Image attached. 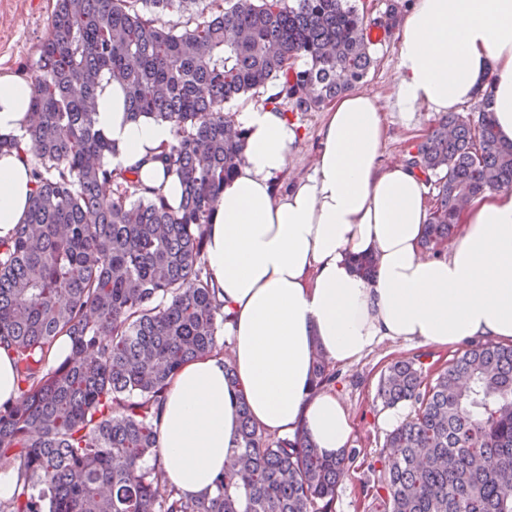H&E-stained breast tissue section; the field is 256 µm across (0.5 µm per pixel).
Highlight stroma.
<instances>
[{
	"label": "stroma",
	"mask_w": 512,
	"mask_h": 512,
	"mask_svg": "<svg viewBox=\"0 0 512 512\" xmlns=\"http://www.w3.org/2000/svg\"><path fill=\"white\" fill-rule=\"evenodd\" d=\"M363 14L368 29H381L384 37L371 44L374 64L361 86L379 98L388 126V138L382 150L383 163L403 160L412 143L421 140L437 123L438 113L420 108L412 122H404L393 112L391 95L398 80V28L391 25V11H402L405 0H354ZM56 0H0V69L32 77V63L39 44L49 33L51 15ZM325 111L295 112L291 118L301 136L289 149L288 166L279 176L278 190H286L296 180L312 172V163L319 148V131ZM413 354L423 355L427 365L444 366L454 351L416 341H383L351 366H336V382L332 389L349 411L352 434L348 451L352 458L349 470L337 487L335 512H372L367 483L373 467L379 466L385 453L384 442L392 429L389 412L407 416L405 406L388 410L376 398L381 373L398 359Z\"/></svg>",
	"instance_id": "1"
}]
</instances>
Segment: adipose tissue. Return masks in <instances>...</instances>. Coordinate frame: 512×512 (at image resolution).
Listing matches in <instances>:
<instances>
[{"label": "adipose tissue", "instance_id": "adipose-tissue-1", "mask_svg": "<svg viewBox=\"0 0 512 512\" xmlns=\"http://www.w3.org/2000/svg\"><path fill=\"white\" fill-rule=\"evenodd\" d=\"M393 106L404 119L481 100L512 142V0H409L399 26ZM30 82L0 72V134H21ZM95 124L111 141V167L135 169L143 184L178 204L181 184L154 156L171 126L131 119L121 85L99 92ZM243 160L224 185L207 228L205 260L224 303V333L252 419L270 432L300 433L323 454H345L349 412L335 392L315 391L322 352L349 365L385 339L453 346L472 337L512 344V190L475 196L461 211L446 252H421L431 206L411 159L385 164L382 110L353 89L326 111L311 175L287 191L274 184L297 132L286 112L240 109ZM27 151L0 155V239L23 222L34 183ZM376 260L367 279L356 255ZM223 356L186 363L163 404L160 466L182 494L209 491L226 470L238 429Z\"/></svg>", "mask_w": 512, "mask_h": 512}]
</instances>
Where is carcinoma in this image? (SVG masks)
I'll return each mask as SVG.
<instances>
[{
	"mask_svg": "<svg viewBox=\"0 0 512 512\" xmlns=\"http://www.w3.org/2000/svg\"><path fill=\"white\" fill-rule=\"evenodd\" d=\"M196 4L56 0L32 65L30 122L0 135V154L26 146L35 177L25 221L0 240V346L18 385L0 406V469L21 485L0 512H334L350 457L266 434L241 396L232 476L211 492L187 498L146 465L160 453L169 380L224 351L205 237L245 147L224 106L274 82L272 104L308 112L373 63L350 0H224L209 14ZM173 8L189 13L184 24L154 16ZM105 82L123 87L131 118L172 126L154 160L178 176V206L106 162L112 142L93 119ZM489 103L487 91L475 121L444 115L411 152L437 189L428 252L456 235L464 198L512 188V142ZM60 336L69 353L52 366ZM314 376L318 391L336 381L320 352ZM377 397L410 412L386 435L374 508L512 512L511 345L463 350L435 373L418 357L396 360Z\"/></svg>",
	"mask_w": 512,
	"mask_h": 512,
	"instance_id": "cac0c4a2",
	"label": "carcinoma"
}]
</instances>
